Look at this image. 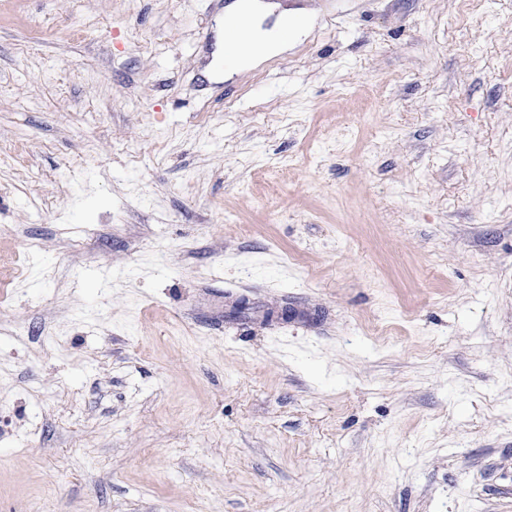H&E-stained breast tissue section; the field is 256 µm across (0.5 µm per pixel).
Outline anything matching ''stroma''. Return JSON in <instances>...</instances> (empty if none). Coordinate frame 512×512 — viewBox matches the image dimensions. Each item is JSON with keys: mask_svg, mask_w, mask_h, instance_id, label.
Returning a JSON list of instances; mask_svg holds the SVG:
<instances>
[{"mask_svg": "<svg viewBox=\"0 0 512 512\" xmlns=\"http://www.w3.org/2000/svg\"><path fill=\"white\" fill-rule=\"evenodd\" d=\"M0 0V512H512V0ZM236 3L228 6V13H241L244 18V26L241 20L231 21L224 32V52L228 56H237L242 54L248 44L247 52L242 55L243 61L240 69L250 67L272 56L288 44L278 36V31L284 27L292 26V34L300 35L304 30V25H292L294 12L287 9L281 10L279 19L272 29H263L260 24L254 20V15L267 9L278 8L279 5H263L254 3ZM248 33V41L245 33Z\"/></svg>", "mask_w": 512, "mask_h": 512, "instance_id": "stroma-1", "label": "stroma"}]
</instances>
